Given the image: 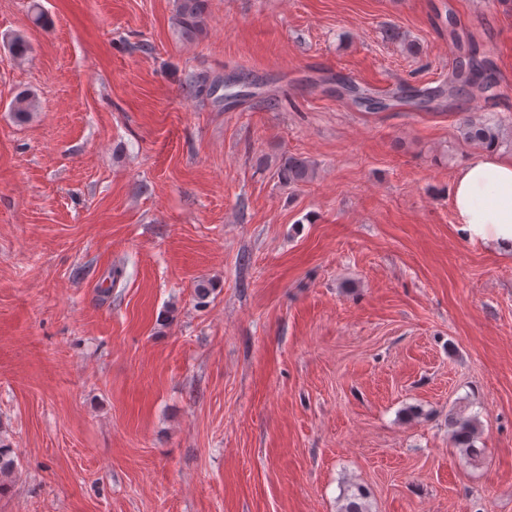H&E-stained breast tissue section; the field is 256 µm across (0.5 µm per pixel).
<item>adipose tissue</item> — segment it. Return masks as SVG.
<instances>
[{"instance_id": "adipose-tissue-1", "label": "adipose tissue", "mask_w": 512, "mask_h": 512, "mask_svg": "<svg viewBox=\"0 0 512 512\" xmlns=\"http://www.w3.org/2000/svg\"><path fill=\"white\" fill-rule=\"evenodd\" d=\"M448 194L464 239L512 256V156L481 150L457 170Z\"/></svg>"}]
</instances>
